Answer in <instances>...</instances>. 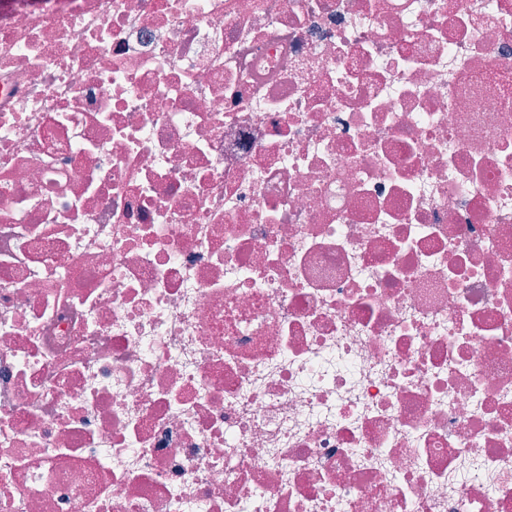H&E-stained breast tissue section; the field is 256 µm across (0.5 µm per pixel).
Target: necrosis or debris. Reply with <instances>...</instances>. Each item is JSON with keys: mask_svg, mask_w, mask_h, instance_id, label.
Here are the masks:
<instances>
[{"mask_svg": "<svg viewBox=\"0 0 512 512\" xmlns=\"http://www.w3.org/2000/svg\"><path fill=\"white\" fill-rule=\"evenodd\" d=\"M0 512H512V0H0Z\"/></svg>", "mask_w": 512, "mask_h": 512, "instance_id": "1", "label": "necrosis or debris"}]
</instances>
